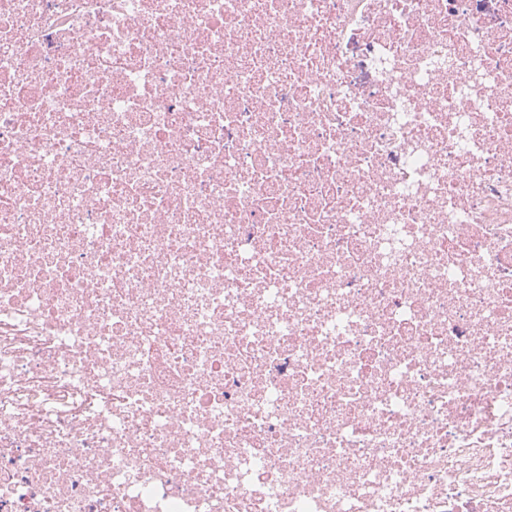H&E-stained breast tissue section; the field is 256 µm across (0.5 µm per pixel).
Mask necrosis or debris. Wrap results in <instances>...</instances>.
Here are the masks:
<instances>
[{"mask_svg":"<svg viewBox=\"0 0 512 512\" xmlns=\"http://www.w3.org/2000/svg\"><path fill=\"white\" fill-rule=\"evenodd\" d=\"M0 512H512V0H0Z\"/></svg>","mask_w":512,"mask_h":512,"instance_id":"obj_1","label":"necrosis or debris"}]
</instances>
